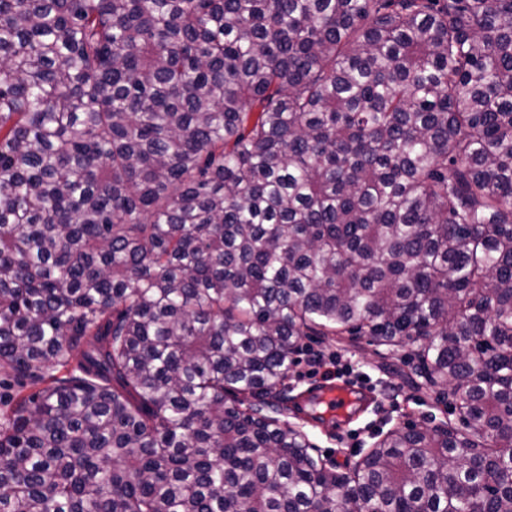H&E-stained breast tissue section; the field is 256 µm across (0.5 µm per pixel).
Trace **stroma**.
<instances>
[{"label":"stroma","mask_w":512,"mask_h":512,"mask_svg":"<svg viewBox=\"0 0 512 512\" xmlns=\"http://www.w3.org/2000/svg\"><path fill=\"white\" fill-rule=\"evenodd\" d=\"M300 346L288 386L274 400L283 409L284 420H291V405L321 383L326 372L357 379L372 393L369 405L352 414L343 430L308 423L306 433L316 455L343 466L367 452L381 432L407 424L430 428L445 420L438 390L418 380L420 362L414 346L390 351L358 336H306Z\"/></svg>","instance_id":"obj_1"}]
</instances>
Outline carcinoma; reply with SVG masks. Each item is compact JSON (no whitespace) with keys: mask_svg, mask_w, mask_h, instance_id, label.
Instances as JSON below:
<instances>
[{"mask_svg":"<svg viewBox=\"0 0 512 512\" xmlns=\"http://www.w3.org/2000/svg\"><path fill=\"white\" fill-rule=\"evenodd\" d=\"M420 345L350 468L228 394ZM0 512H512V0H0Z\"/></svg>","mask_w":512,"mask_h":512,"instance_id":"1","label":"carcinoma"}]
</instances>
